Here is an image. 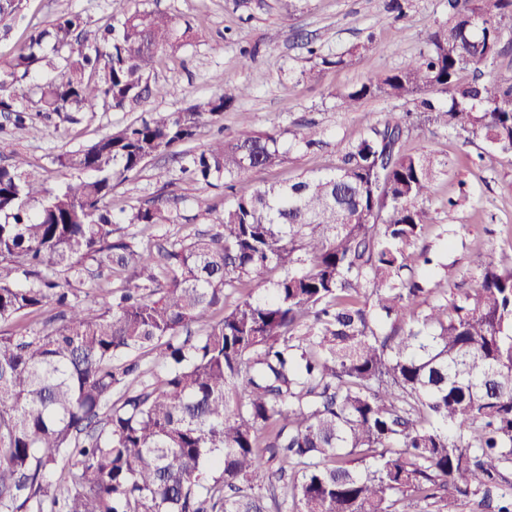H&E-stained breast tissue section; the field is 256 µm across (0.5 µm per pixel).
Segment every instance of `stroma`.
I'll list each match as a JSON object with an SVG mask.
<instances>
[{"instance_id": "obj_1", "label": "stroma", "mask_w": 512, "mask_h": 512, "mask_svg": "<svg viewBox=\"0 0 512 512\" xmlns=\"http://www.w3.org/2000/svg\"><path fill=\"white\" fill-rule=\"evenodd\" d=\"M385 4L386 0H23L15 19L0 18V65L10 60L32 26H48L71 10L98 23L137 10H161L193 26L192 44L175 54L164 53L156 71L159 82L179 87V95L151 100L150 106L180 111L228 81L238 95L224 114V127H201L194 140L180 145L178 154L150 159L112 191L116 212L159 195H177L180 223L149 230L159 243L168 245L208 228L210 220L202 216L198 198H207L218 214L231 201L224 187L182 182L181 153L201 148L219 133L232 138L244 127L277 132L287 153L285 163L236 179L237 188L247 190L320 171L365 133L368 120L408 110V103L385 99L368 100L356 112L337 106V93L397 69L426 49L431 32L448 25L446 0H409L399 17L387 12ZM370 35L381 43V52L361 56L348 68L319 70L306 51L312 41L322 52H343ZM135 118V113L112 110L80 112L71 121L32 115L25 127L0 138V164L17 151L52 185L77 180L78 171L56 168L53 157L89 145ZM307 122L323 131L328 151L310 153L296 145L294 135ZM404 148L434 153L448 164L430 203L434 222L419 244L442 260L441 267L427 275L430 287L440 296L458 299L480 278L481 261H512V159L481 158V142H465L463 136L422 117L415 118ZM161 168L169 171L172 186L157 181Z\"/></svg>"}]
</instances>
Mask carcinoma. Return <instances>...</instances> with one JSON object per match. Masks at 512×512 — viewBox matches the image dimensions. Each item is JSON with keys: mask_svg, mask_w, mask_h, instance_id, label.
I'll list each match as a JSON object with an SVG mask.
<instances>
[{"mask_svg": "<svg viewBox=\"0 0 512 512\" xmlns=\"http://www.w3.org/2000/svg\"><path fill=\"white\" fill-rule=\"evenodd\" d=\"M448 11L425 53L337 93L338 105L411 102L489 158H512V79L463 77L512 53V0H448ZM91 25L65 13L0 66L14 125L178 94L154 72L191 26L143 10L80 41ZM380 49L369 37L309 54L345 68ZM44 62L58 77L22 88ZM236 98L226 81L57 155L89 174L58 189L19 153L0 165V322L38 316L0 334V512H459L469 496L480 512H512V263L484 261L460 298L425 300L433 289L415 268L434 257L414 244L447 163L405 152L402 120L370 119L324 170L240 193L206 235L162 246L117 234L114 185L223 125ZM295 140L326 146L313 123ZM285 160L275 134L243 128L180 171L211 186ZM180 219L177 198L158 196L124 223ZM261 283L270 297L225 307ZM83 288L101 302H80Z\"/></svg>", "mask_w": 512, "mask_h": 512, "instance_id": "obj_1", "label": "carcinoma"}]
</instances>
